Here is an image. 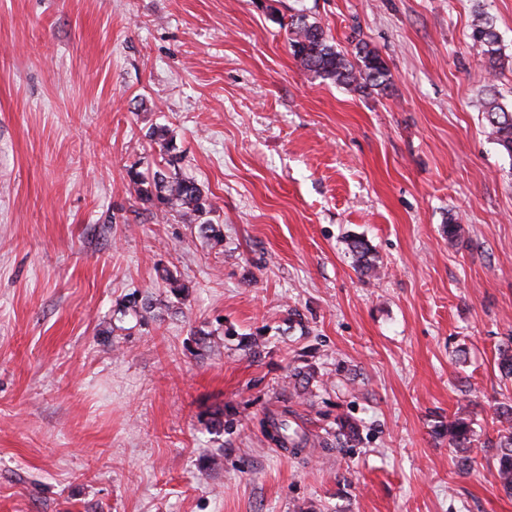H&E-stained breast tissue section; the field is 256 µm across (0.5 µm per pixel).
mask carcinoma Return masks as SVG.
Returning a JSON list of instances; mask_svg holds the SVG:
<instances>
[{
	"instance_id": "carcinoma-1",
	"label": "carcinoma",
	"mask_w": 512,
	"mask_h": 512,
	"mask_svg": "<svg viewBox=\"0 0 512 512\" xmlns=\"http://www.w3.org/2000/svg\"><path fill=\"white\" fill-rule=\"evenodd\" d=\"M470 38L471 48L484 57L491 71L502 68L500 37L493 20L486 13L474 15ZM289 45L293 57L305 70L338 86L361 93L368 90L385 92L390 87L389 69L378 51L360 43L355 47L354 59L351 60L330 44L320 24L308 21L303 14L291 20ZM483 115L493 141L512 157V110L505 108L493 92L484 101ZM148 137L159 145L164 168L155 171L150 178L139 171H129L128 176L138 198L154 207L162 217L177 215L197 227L198 233L206 240L220 244L223 234L219 226L202 220L212 210L209 197L194 179L180 173L168 129L155 127ZM350 250L358 265L368 270L374 268L367 259L368 248L362 240H352ZM496 413L499 421L506 424L496 444L497 477L504 489L512 493V405L501 404ZM265 435L294 456L302 454L309 444L307 434L290 429L286 419H267ZM472 435L471 418L466 410L461 409L448 419V447L454 452L466 450Z\"/></svg>"
}]
</instances>
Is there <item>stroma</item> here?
Returning a JSON list of instances; mask_svg holds the SVG:
<instances>
[{
    "label": "stroma",
    "mask_w": 512,
    "mask_h": 512,
    "mask_svg": "<svg viewBox=\"0 0 512 512\" xmlns=\"http://www.w3.org/2000/svg\"><path fill=\"white\" fill-rule=\"evenodd\" d=\"M479 11L507 57L493 76ZM298 13L377 50L388 91L303 69ZM491 88L512 105V0H0V512H512L494 448L512 156ZM156 126L221 245L138 199ZM134 298L150 312L124 314ZM282 413L320 446L270 443ZM471 47L484 57L488 68L497 72L502 68L503 52L500 37L493 20L484 12H477L471 23ZM483 105V115L493 141L512 156V110L505 108L497 94H488ZM471 418L465 409L457 411L448 419V447L454 452H463L471 443L473 430Z\"/></svg>",
    "instance_id": "35a3bbf8"
}]
</instances>
